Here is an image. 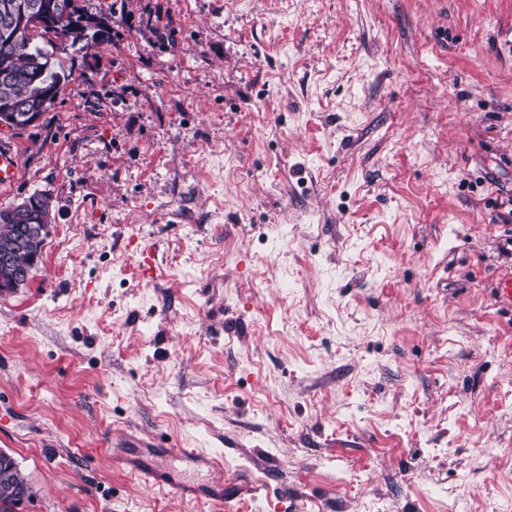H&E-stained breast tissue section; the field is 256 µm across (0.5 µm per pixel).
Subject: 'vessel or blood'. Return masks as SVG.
Instances as JSON below:
<instances>
[{
    "label": "vessel or blood",
    "mask_w": 512,
    "mask_h": 512,
    "mask_svg": "<svg viewBox=\"0 0 512 512\" xmlns=\"http://www.w3.org/2000/svg\"><path fill=\"white\" fill-rule=\"evenodd\" d=\"M115 458L121 464L136 470L147 483L168 489L174 497L206 499L218 505L221 512H233L235 498L228 494L223 479L219 478L203 485L175 480L169 472L148 460L145 454L136 448L118 449Z\"/></svg>",
    "instance_id": "vessel-or-blood-1"
}]
</instances>
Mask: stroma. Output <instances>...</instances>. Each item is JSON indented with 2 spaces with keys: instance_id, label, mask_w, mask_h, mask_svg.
<instances>
[{
  "instance_id": "stroma-1",
  "label": "stroma",
  "mask_w": 512,
  "mask_h": 512,
  "mask_svg": "<svg viewBox=\"0 0 512 512\" xmlns=\"http://www.w3.org/2000/svg\"><path fill=\"white\" fill-rule=\"evenodd\" d=\"M58 102L0 135L52 198L0 296L19 512H512V0H80ZM155 257L145 268L144 254ZM154 454L182 457L212 471L220 470L222 475L208 484L195 485L175 480L169 472L148 460L139 448H117L114 458L121 464L136 470L139 476L147 483L168 489L174 497L181 499H206L218 505L222 511H234L236 497L227 493V486L226 484L224 485V466L218 459L200 454L187 455L180 448H174V446L153 448L149 455L153 456Z\"/></svg>"
}]
</instances>
